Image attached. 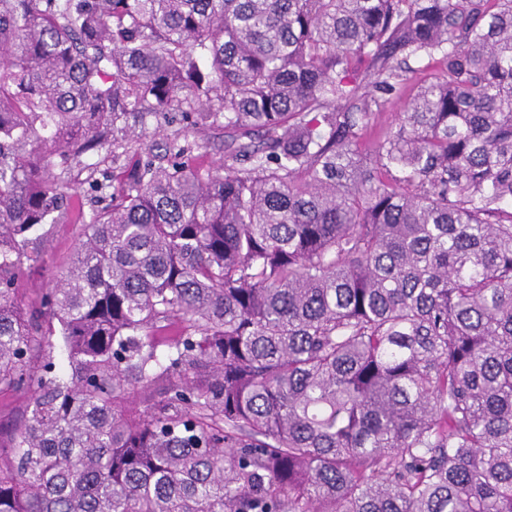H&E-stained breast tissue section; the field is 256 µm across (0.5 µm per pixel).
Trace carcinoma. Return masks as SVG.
I'll return each mask as SVG.
<instances>
[{"instance_id": "1", "label": "carcinoma", "mask_w": 512, "mask_h": 512, "mask_svg": "<svg viewBox=\"0 0 512 512\" xmlns=\"http://www.w3.org/2000/svg\"><path fill=\"white\" fill-rule=\"evenodd\" d=\"M2 388L0 512H512V0H0ZM88 174L87 170H75L64 176L65 180L71 181V192L77 195L73 218L67 224H47L45 227L48 229L54 225L50 227L51 243L17 286V296L24 308L34 305L47 288H53L54 276L65 269L72 258L81 227L76 220L78 213L83 211L88 216L92 208L96 207V193L89 187ZM27 395L10 389L0 391V422L10 423L18 418L27 404Z\"/></svg>"}]
</instances>
